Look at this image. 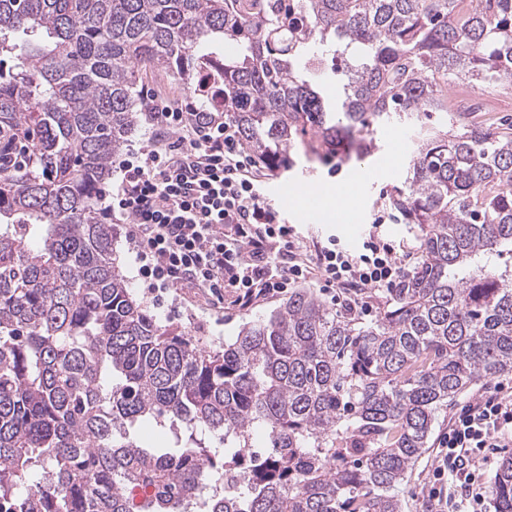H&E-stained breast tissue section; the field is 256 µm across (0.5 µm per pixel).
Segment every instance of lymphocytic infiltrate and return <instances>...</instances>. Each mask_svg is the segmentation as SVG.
<instances>
[{"instance_id":"obj_1","label":"lymphocytic infiltrate","mask_w":512,"mask_h":512,"mask_svg":"<svg viewBox=\"0 0 512 512\" xmlns=\"http://www.w3.org/2000/svg\"><path fill=\"white\" fill-rule=\"evenodd\" d=\"M141 157L124 162L106 216L128 237L148 288H195L216 300L233 293L242 310L299 281L353 291L363 314L402 277L393 245L372 235L350 250L336 237L315 250L298 245L266 200L268 175L243 149L236 124L220 112L154 105ZM512 447V383L458 407L437 443L424 486L436 512H484L485 477L499 449Z\"/></svg>"}]
</instances>
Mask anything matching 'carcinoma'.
Returning a JSON list of instances; mask_svg holds the SVG:
<instances>
[{"label":"carcinoma","instance_id":"carcinoma-1","mask_svg":"<svg viewBox=\"0 0 512 512\" xmlns=\"http://www.w3.org/2000/svg\"><path fill=\"white\" fill-rule=\"evenodd\" d=\"M146 63L263 162L447 117L390 197L420 257L373 319L300 289L214 351L133 297L98 202ZM451 78L512 84V0H0V130L32 136L0 181V512H401L438 415L512 372V135ZM491 497L512 512V456Z\"/></svg>","mask_w":512,"mask_h":512}]
</instances>
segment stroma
Returning <instances> with one entry per match:
<instances>
[{
    "label": "stroma",
    "instance_id": "stroma-1",
    "mask_svg": "<svg viewBox=\"0 0 512 512\" xmlns=\"http://www.w3.org/2000/svg\"><path fill=\"white\" fill-rule=\"evenodd\" d=\"M138 91L143 95L157 97L165 102L190 109L195 105L191 89L175 78L171 70L161 64L148 67L142 74ZM377 147L365 158L330 154L328 148H320L318 156L306 154L303 147H296L291 153V165L275 168L272 180L276 183L293 182L319 187L341 184L352 174H373V181L362 185L355 195L352 217L349 222H316L299 224L303 243L312 239H323L333 235L349 248H357L370 232L397 247V254L404 268H411L418 260L419 246L416 227L392 216L389 197L394 189L404 187L407 165L413 150V128L404 119H392L389 124L377 130ZM384 216V224H375L377 216ZM112 247L119 264L126 275L132 293L141 299L147 308L163 323L181 327L188 336L203 346L222 349L237 336L241 326L249 321L265 318L272 310L282 306L286 298L259 302L247 310L233 304L232 295H225L223 308L213 307L205 293L187 288L182 292L159 288L148 291L140 274L136 252L127 237V227L113 224ZM435 462L434 448H427L418 459L407 480L401 487L402 512H429L423 493V484L428 479Z\"/></svg>",
    "mask_w": 512,
    "mask_h": 512
}]
</instances>
